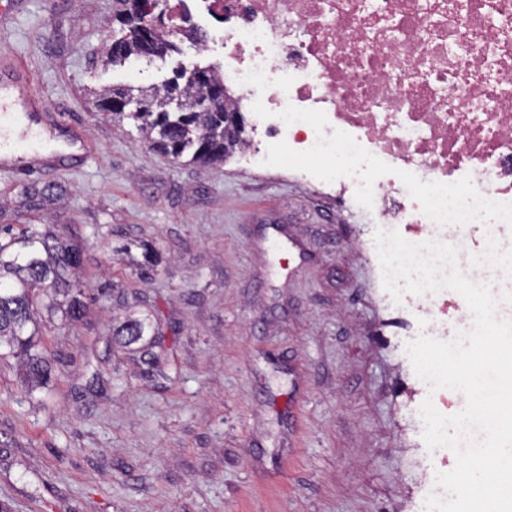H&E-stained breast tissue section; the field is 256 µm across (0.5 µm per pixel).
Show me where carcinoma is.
Listing matches in <instances>:
<instances>
[{"mask_svg":"<svg viewBox=\"0 0 512 512\" xmlns=\"http://www.w3.org/2000/svg\"><path fill=\"white\" fill-rule=\"evenodd\" d=\"M122 9L117 21L127 26L117 51L110 53L112 65L123 64L132 57L149 53L163 57L179 51L177 38L164 37L157 31L150 47L142 43L141 34L132 21L148 10L147 0H119ZM133 96L123 86L101 94L97 108L115 116L132 119L152 147L176 160L185 157L192 163L213 164L224 161L245 143L244 128L224 124L228 105L224 75L212 66L191 72L177 71L165 83L163 91L144 96L147 112H122L115 109L119 100ZM211 111L198 112L203 101ZM82 264L81 247L59 235L37 230L13 234L0 242V359L19 361L28 383L38 387L51 380L50 362L38 350L39 328L35 306L46 302L50 313H61L67 321H77L85 313L83 293L70 284L68 273ZM152 325L145 319L129 318L112 329L123 344L130 346L151 335Z\"/></svg>","mask_w":512,"mask_h":512,"instance_id":"1","label":"carcinoma"}]
</instances>
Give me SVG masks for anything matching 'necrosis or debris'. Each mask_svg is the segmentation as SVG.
<instances>
[{
    "mask_svg": "<svg viewBox=\"0 0 512 512\" xmlns=\"http://www.w3.org/2000/svg\"><path fill=\"white\" fill-rule=\"evenodd\" d=\"M166 32L205 30L251 107L249 166L365 205L382 228L459 249L512 290V0H166ZM422 334L473 318L453 291L409 299Z\"/></svg>",
    "mask_w": 512,
    "mask_h": 512,
    "instance_id": "4bbe7bcc",
    "label": "necrosis or debris"
}]
</instances>
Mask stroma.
Wrapping results in <instances>:
<instances>
[{"instance_id": "35a3bbf8", "label": "stroma", "mask_w": 512, "mask_h": 512, "mask_svg": "<svg viewBox=\"0 0 512 512\" xmlns=\"http://www.w3.org/2000/svg\"><path fill=\"white\" fill-rule=\"evenodd\" d=\"M117 0H0V90L85 163L0 167V225L65 231L93 295L70 324L39 313L49 388L0 359L5 512H423L436 463L410 413L415 322L385 300L370 211L293 173L176 162L108 86L150 89L212 63L107 62ZM151 319V360L112 334Z\"/></svg>"}]
</instances>
